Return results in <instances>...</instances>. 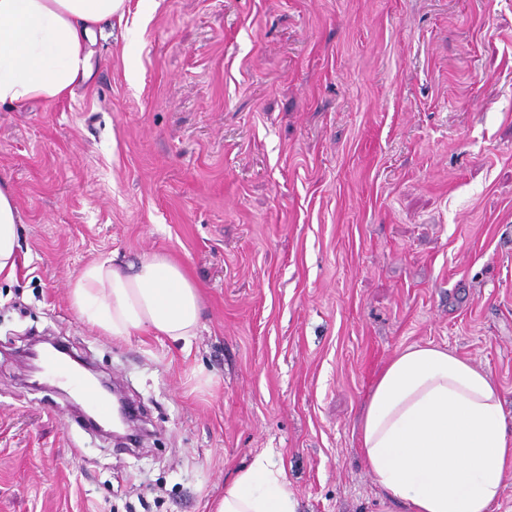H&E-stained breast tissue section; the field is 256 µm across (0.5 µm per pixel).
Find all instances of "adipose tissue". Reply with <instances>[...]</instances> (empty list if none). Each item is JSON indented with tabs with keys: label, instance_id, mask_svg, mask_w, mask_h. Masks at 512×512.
<instances>
[{
	"label": "adipose tissue",
	"instance_id": "1",
	"mask_svg": "<svg viewBox=\"0 0 512 512\" xmlns=\"http://www.w3.org/2000/svg\"><path fill=\"white\" fill-rule=\"evenodd\" d=\"M125 0H0V106L73 95L89 76L87 44ZM21 216L0 179V274L16 266ZM72 306L109 336L145 330L190 344L199 291L165 254L96 260L70 283ZM489 371L441 347L412 345L380 373L360 425L367 467L406 512H489L512 470V433ZM283 469L263 455L224 488L215 512H296Z\"/></svg>",
	"mask_w": 512,
	"mask_h": 512
}]
</instances>
